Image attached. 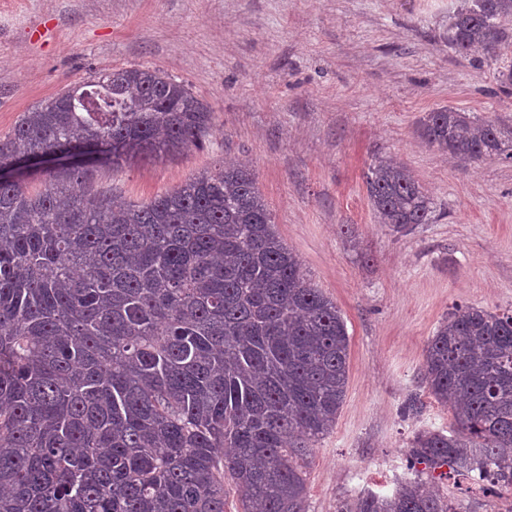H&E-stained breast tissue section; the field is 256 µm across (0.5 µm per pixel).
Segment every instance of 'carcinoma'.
<instances>
[{"label": "carcinoma", "instance_id": "obj_1", "mask_svg": "<svg viewBox=\"0 0 512 512\" xmlns=\"http://www.w3.org/2000/svg\"><path fill=\"white\" fill-rule=\"evenodd\" d=\"M512 0H463L448 46L495 60L512 46ZM61 92L0 136V512H306L313 445L348 383L336 304L280 239L253 171L234 159L140 204L86 183L98 164L172 157L212 127L182 81L100 69L73 105ZM464 163L512 160V124L443 107L419 119ZM79 157L30 192L21 163ZM381 223L428 224L433 200L404 166L364 175ZM423 378L453 411L451 435L406 448L413 480L340 512H453L424 475L474 473L512 492V311L458 306L428 342ZM423 469L418 470L416 466Z\"/></svg>", "mask_w": 512, "mask_h": 512}]
</instances>
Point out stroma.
<instances>
[{
	"mask_svg": "<svg viewBox=\"0 0 512 512\" xmlns=\"http://www.w3.org/2000/svg\"><path fill=\"white\" fill-rule=\"evenodd\" d=\"M460 0H0V136L90 72L156 68L209 105L202 143L173 157L96 166L88 185L127 202L177 188L224 158L252 169L276 230L341 311L347 393L319 440L307 512H338L412 478L404 450L454 416L422 381L427 343L455 307L512 310V162L458 166L418 132L452 107L512 123L497 66L443 38ZM404 163L433 199L432 223L380 224L364 174L377 153ZM418 394L422 412L400 408ZM460 512H506L511 493L436 477Z\"/></svg>",
	"mask_w": 512,
	"mask_h": 512,
	"instance_id": "1",
	"label": "stroma"
}]
</instances>
